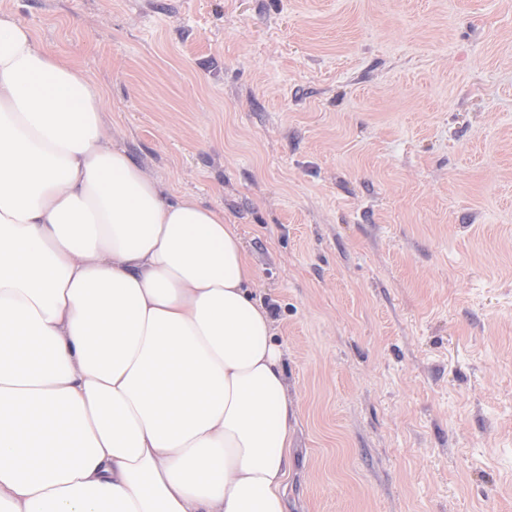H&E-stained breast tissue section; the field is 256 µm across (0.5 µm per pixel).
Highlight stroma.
<instances>
[{"instance_id": "1", "label": "stroma", "mask_w": 512, "mask_h": 512, "mask_svg": "<svg viewBox=\"0 0 512 512\" xmlns=\"http://www.w3.org/2000/svg\"><path fill=\"white\" fill-rule=\"evenodd\" d=\"M223 213L284 348L288 512H512V0H0Z\"/></svg>"}]
</instances>
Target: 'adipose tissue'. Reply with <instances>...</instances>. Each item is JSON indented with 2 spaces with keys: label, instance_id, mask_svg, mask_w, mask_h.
<instances>
[{
  "label": "adipose tissue",
  "instance_id": "obj_1",
  "mask_svg": "<svg viewBox=\"0 0 512 512\" xmlns=\"http://www.w3.org/2000/svg\"><path fill=\"white\" fill-rule=\"evenodd\" d=\"M0 10V512H286L284 350L223 214Z\"/></svg>",
  "mask_w": 512,
  "mask_h": 512
}]
</instances>
